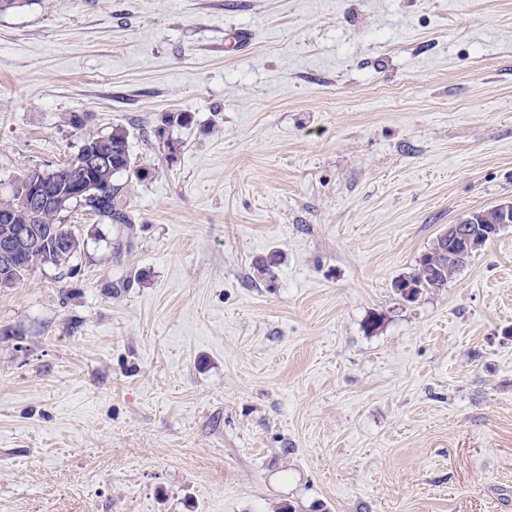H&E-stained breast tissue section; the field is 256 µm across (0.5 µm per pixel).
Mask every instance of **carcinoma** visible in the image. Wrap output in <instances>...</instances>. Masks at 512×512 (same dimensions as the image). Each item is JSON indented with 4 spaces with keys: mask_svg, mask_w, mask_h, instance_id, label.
<instances>
[{
    "mask_svg": "<svg viewBox=\"0 0 512 512\" xmlns=\"http://www.w3.org/2000/svg\"><path fill=\"white\" fill-rule=\"evenodd\" d=\"M86 139L96 142L101 153L112 156V167L97 172L95 186L79 206L107 224L133 223L127 205L131 181H124L122 177L131 173L140 179L146 170L130 151L129 132L116 127L108 135H88ZM80 177V171L67 161L55 168L45 181L49 190L55 192L69 187ZM468 219L476 225L502 224L512 222V211L493 206L463 217L465 221ZM12 241L16 242L14 250L0 254V288H12L21 283L38 265L67 267L80 249L79 238L61 223L54 204L36 209L22 207L17 202L15 189L8 198L0 200V245ZM447 249L446 244H434L421 256L415 272L396 282L395 288L403 299L414 301L427 289L446 287L474 255L471 251L462 259L450 262L442 255Z\"/></svg>",
    "mask_w": 512,
    "mask_h": 512,
    "instance_id": "obj_1",
    "label": "carcinoma"
}]
</instances>
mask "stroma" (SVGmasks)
<instances>
[{
	"label": "stroma",
	"instance_id": "1",
	"mask_svg": "<svg viewBox=\"0 0 512 512\" xmlns=\"http://www.w3.org/2000/svg\"><path fill=\"white\" fill-rule=\"evenodd\" d=\"M116 127L132 224L0 288V512H512V225L394 289L512 201V0L0 13V197ZM498 205L480 209L477 212H471L468 215L462 217L460 220L474 222H466L470 224H476L474 229L478 228V224H484L482 227L485 231L478 235H471L469 224H464L465 221H460L457 224L448 225L439 236L442 243L448 242L452 244H458L460 248L454 250L448 248V244H438V237L434 242L433 247L424 253L419 262L417 269L412 275L400 279L396 282L395 288L398 294L405 300L414 301L417 297L427 289H438L444 288L448 285V281L453 279L460 269L466 264V262L475 254L471 251L482 247L490 239H493L502 228L511 226L510 224H503L506 222H512L511 208H496ZM449 249V251H448ZM447 251L448 255H442L443 251ZM469 252V253H468ZM468 253L467 255H465ZM465 255V256H463ZM448 256L451 258H461L460 260H453L448 265Z\"/></svg>",
	"mask_w": 512,
	"mask_h": 512
}]
</instances>
